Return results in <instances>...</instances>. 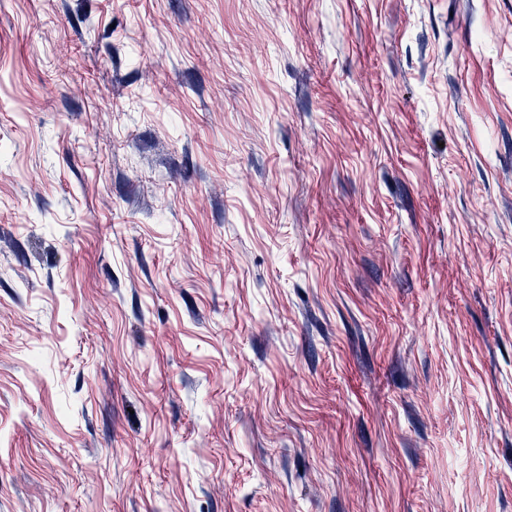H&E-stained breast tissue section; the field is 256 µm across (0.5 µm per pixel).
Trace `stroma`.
I'll list each match as a JSON object with an SVG mask.
<instances>
[{"label": "stroma", "mask_w": 512, "mask_h": 512, "mask_svg": "<svg viewBox=\"0 0 512 512\" xmlns=\"http://www.w3.org/2000/svg\"><path fill=\"white\" fill-rule=\"evenodd\" d=\"M0 512H512V0H0Z\"/></svg>", "instance_id": "1"}]
</instances>
